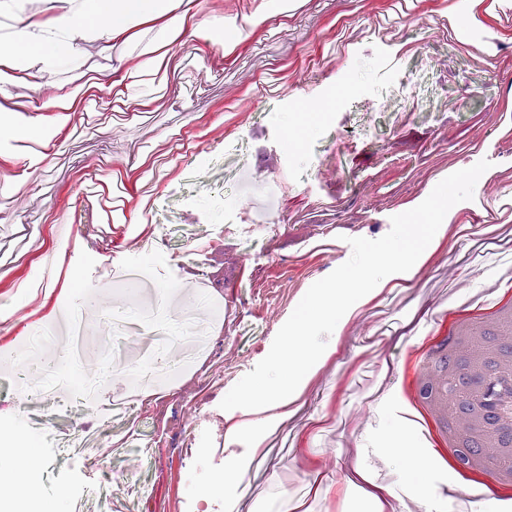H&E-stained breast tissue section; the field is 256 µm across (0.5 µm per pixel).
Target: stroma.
<instances>
[{
	"label": "stroma",
	"mask_w": 512,
	"mask_h": 512,
	"mask_svg": "<svg viewBox=\"0 0 512 512\" xmlns=\"http://www.w3.org/2000/svg\"><path fill=\"white\" fill-rule=\"evenodd\" d=\"M420 2L355 0L344 12L330 0H288L275 18L268 0H182L173 14L185 22L182 35L139 32L87 46L90 63L75 81L0 74V106L16 119L64 124L49 143L20 139L0 159L8 170L0 210L10 213L0 223V301L14 297L43 253L57 256L42 293L0 325V349L12 353L0 361V423L25 427L41 512H159L201 497L227 500L230 512H367L366 478L384 487L390 512H444L465 494L438 467L394 457L374 471L370 458L395 426L406 447L424 444L399 366L449 305L471 297L463 280L478 277L492 291L512 278V219L478 195L452 207L454 237H441L415 274H395L357 302L355 326L335 328L296 414L263 444L250 433V410H230L239 433L229 442L245 462L232 490L211 482L206 465L189 472L167 454L170 424L154 404L160 393L182 400L181 424L192 425L200 382L212 373L210 329L192 317L195 298L211 297L217 283L226 297H246L223 313L224 354L254 366L273 342L261 333L271 322L267 284L304 292L321 278L318 253L301 250L288 263L271 242L219 239L221 226L239 214L251 224L288 214L300 234L334 218L315 187L362 179L374 222L325 236L337 267L351 256L349 238H380L392 216L419 205L463 142L491 153L484 131L499 117L488 104L512 103L503 81L512 45L498 40L512 27V0L487 7L489 51L456 42L449 7L414 25ZM216 32L223 44L210 43ZM116 68L131 74L120 86ZM292 79L298 94L327 95V111H289ZM62 97L74 102L64 114L51 107ZM427 168L435 171L428 185L404 194L405 176ZM158 236L167 246L148 247ZM118 291L127 312L112 325L79 320L86 302ZM41 331L49 338L34 355L55 380L22 410L13 371L33 355L28 335ZM115 360L131 373L126 383L79 374ZM80 385L87 401L76 397ZM369 397L378 408L363 420ZM107 466L125 469L128 483L110 487Z\"/></svg>",
	"instance_id": "35a3bbf8"
}]
</instances>
